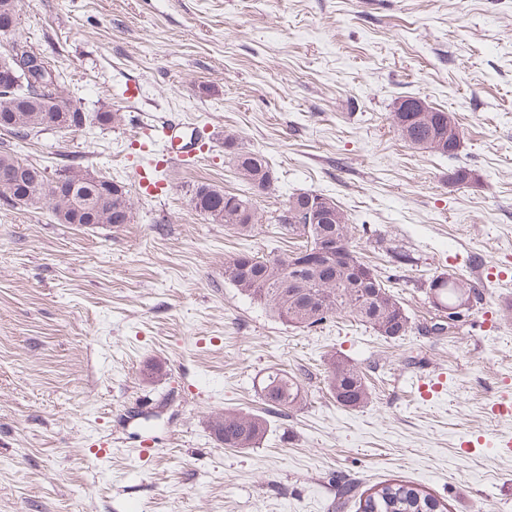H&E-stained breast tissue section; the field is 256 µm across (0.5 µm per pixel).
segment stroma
Masks as SVG:
<instances>
[{
    "label": "stroma",
    "instance_id": "stroma-1",
    "mask_svg": "<svg viewBox=\"0 0 512 512\" xmlns=\"http://www.w3.org/2000/svg\"><path fill=\"white\" fill-rule=\"evenodd\" d=\"M17 5L64 96L120 117L17 156L122 182L133 219L59 224L48 204L0 202V512H334L342 478L360 491L411 483L450 512H512V453L495 446L512 417L491 411L512 397V0ZM406 96L455 116V158L401 139L390 114ZM162 116L210 141L149 194L136 172L164 145ZM229 132L273 172L248 236L190 203L200 182L242 192ZM461 166L474 181L452 183ZM299 192L348 216L352 249L404 305L406 336L347 317L296 328L225 281L238 253L285 248L273 218ZM400 251L411 266H394ZM443 273L482 299L425 335V289ZM333 356L366 374L363 407L328 394ZM272 367L298 376L300 403L270 416L256 447H224L210 417L264 411Z\"/></svg>",
    "mask_w": 512,
    "mask_h": 512
}]
</instances>
